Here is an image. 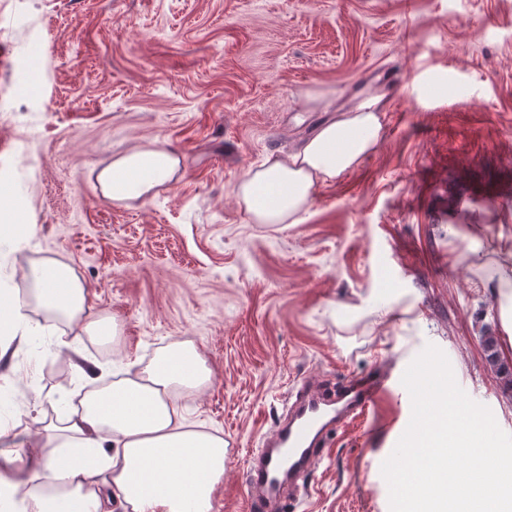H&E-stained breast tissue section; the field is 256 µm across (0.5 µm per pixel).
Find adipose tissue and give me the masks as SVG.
<instances>
[{
    "instance_id": "obj_1",
    "label": "adipose tissue",
    "mask_w": 512,
    "mask_h": 512,
    "mask_svg": "<svg viewBox=\"0 0 512 512\" xmlns=\"http://www.w3.org/2000/svg\"><path fill=\"white\" fill-rule=\"evenodd\" d=\"M387 102L385 88H369L301 147L250 168L235 195L251 221L300 223L316 185L336 180L378 146ZM180 172L177 154L149 144L115 156L97 181L113 201H135ZM24 280V290L0 289V324L8 328L0 357L27 340L35 315L88 342L111 341V319H84L86 285L72 266L40 257L29 262ZM211 380L198 347L179 341L135 376L93 388L78 407L45 421L23 466L0 451V512H112L116 504L123 512H211L224 479V437L181 412L182 400ZM65 447L89 449L94 466L62 455Z\"/></svg>"
}]
</instances>
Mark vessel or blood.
<instances>
[{
	"label": "vessel or blood",
	"mask_w": 512,
	"mask_h": 512,
	"mask_svg": "<svg viewBox=\"0 0 512 512\" xmlns=\"http://www.w3.org/2000/svg\"><path fill=\"white\" fill-rule=\"evenodd\" d=\"M392 384L391 375L382 370L351 375L332 392L311 382L297 387L289 415L261 438L262 452L247 469V512H272L286 481L304 473L324 449V430L366 418Z\"/></svg>",
	"instance_id": "b4317fda"
}]
</instances>
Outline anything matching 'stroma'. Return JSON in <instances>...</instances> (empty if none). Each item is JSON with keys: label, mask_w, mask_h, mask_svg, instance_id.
Returning <instances> with one entry per match:
<instances>
[{"label": "stroma", "mask_w": 512, "mask_h": 512, "mask_svg": "<svg viewBox=\"0 0 512 512\" xmlns=\"http://www.w3.org/2000/svg\"><path fill=\"white\" fill-rule=\"evenodd\" d=\"M372 85L390 91L377 150L317 185L301 223H252L243 175ZM1 138L0 225L27 230L0 270L60 259L117 328L93 380L50 327L38 351L0 358L15 431L0 446L19 457L40 429L28 405L54 415L182 340L213 371L184 414L235 441L212 512H243L246 460L295 385L400 375L429 344L512 433L497 281L512 252V0H0ZM148 143L179 155L180 180L103 195L99 171ZM410 417L399 384L339 426L295 512H390L379 465Z\"/></svg>", "instance_id": "1"}]
</instances>
